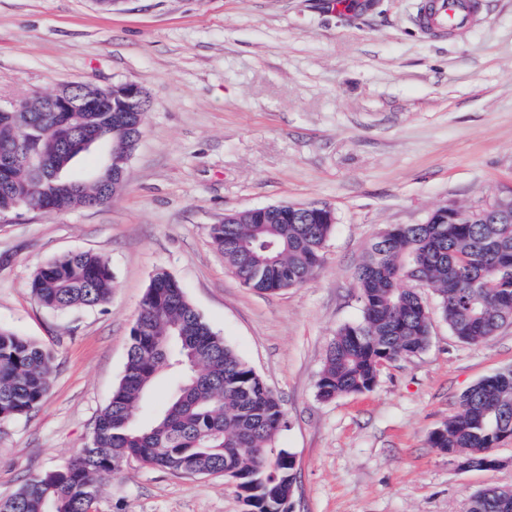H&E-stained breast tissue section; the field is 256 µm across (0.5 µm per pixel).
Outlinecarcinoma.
<instances>
[{
    "label": "carcinoma",
    "mask_w": 512,
    "mask_h": 512,
    "mask_svg": "<svg viewBox=\"0 0 512 512\" xmlns=\"http://www.w3.org/2000/svg\"><path fill=\"white\" fill-rule=\"evenodd\" d=\"M26 112H0V210L31 205L43 213L100 206L120 191L106 163L90 178L71 169L80 140L98 136L107 156L135 130L112 125L110 112H44L37 98ZM334 225L304 214L213 224L210 239L246 287L273 294L309 282L324 262ZM355 280L362 319L336 331L318 382L324 401L371 390L387 363L412 357L429 343V310L412 283L436 294L443 318L460 341L481 343L512 320V220L467 224H403L377 239ZM106 257L70 252L35 270L30 289L53 311L111 302ZM50 350L0 328V421L30 414L46 398ZM172 380L164 409L137 416L158 380ZM284 403L224 342L165 270L150 280L130 330L124 373L99 414L90 444L68 464L28 478L0 512H95L103 479L134 460L181 475L232 471L251 512H278L296 456L278 448ZM512 438V369L465 390L456 413L429 436V445L459 463L482 467L492 449ZM470 512H512L508 490L491 487L472 498Z\"/></svg>",
    "instance_id": "1"
}]
</instances>
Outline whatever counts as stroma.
I'll use <instances>...</instances> for the list:
<instances>
[{
    "mask_svg": "<svg viewBox=\"0 0 512 512\" xmlns=\"http://www.w3.org/2000/svg\"><path fill=\"white\" fill-rule=\"evenodd\" d=\"M420 4L0 0V104L72 82H132L150 102L110 204L0 221V327L53 355L43 403L0 424V498L85 448L160 269L282 397L293 512H466L479 491L512 488V440L494 448L491 469H459L428 445L461 393L512 367L510 323L462 343L421 289L428 346L385 365L369 392L317 396L329 342L362 317L354 272L372 242L512 185V0H480V23L450 38L421 29ZM279 203L329 205L336 224L310 282L261 294L229 271L209 228ZM72 251L108 259L109 304L54 312L32 296L34 270ZM97 512L247 507L223 476L131 461L106 481Z\"/></svg>",
    "mask_w": 512,
    "mask_h": 512,
    "instance_id": "obj_1",
    "label": "stroma"
}]
</instances>
